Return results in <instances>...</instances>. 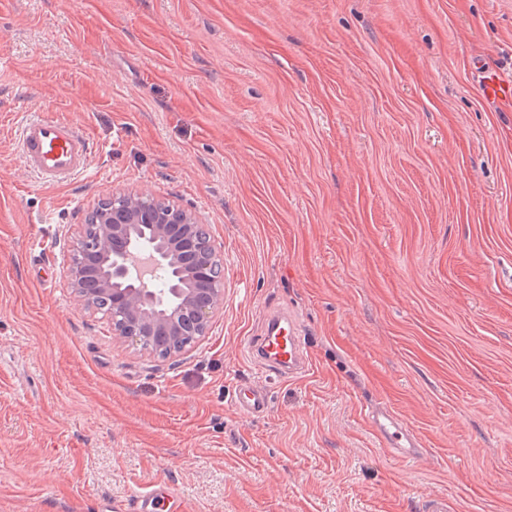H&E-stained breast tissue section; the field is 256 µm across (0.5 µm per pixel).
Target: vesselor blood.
<instances>
[{"label":"vessel or blood","mask_w":512,"mask_h":512,"mask_svg":"<svg viewBox=\"0 0 512 512\" xmlns=\"http://www.w3.org/2000/svg\"><path fill=\"white\" fill-rule=\"evenodd\" d=\"M481 89L489 101H504L512 98V79L485 68ZM17 141L24 167L46 184L65 183L84 174L93 152V143L83 129L41 113L19 122ZM251 353L260 365L281 376H296L309 366L301 326L294 314L284 309L267 313ZM231 403L239 414L259 418L267 413L270 397L266 389L247 382L235 388ZM368 424L380 446L391 454L405 458L420 454L418 436L390 411L372 410ZM113 512H189V506L174 487L165 486L136 496L130 504L114 506Z\"/></svg>","instance_id":"b4317fda"}]
</instances>
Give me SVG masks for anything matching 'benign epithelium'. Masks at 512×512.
<instances>
[{"instance_id":"benign-epithelium-1","label":"benign epithelium","mask_w":512,"mask_h":512,"mask_svg":"<svg viewBox=\"0 0 512 512\" xmlns=\"http://www.w3.org/2000/svg\"><path fill=\"white\" fill-rule=\"evenodd\" d=\"M123 207L88 205L77 225L64 270L67 287L85 309L113 300L112 335L139 351L153 333L178 337L191 328L208 335L219 310L222 285L206 294L192 287L223 256L196 213L138 191L110 195Z\"/></svg>"}]
</instances>
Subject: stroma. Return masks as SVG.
<instances>
[{
    "label": "stroma",
    "instance_id": "stroma-1",
    "mask_svg": "<svg viewBox=\"0 0 512 512\" xmlns=\"http://www.w3.org/2000/svg\"><path fill=\"white\" fill-rule=\"evenodd\" d=\"M512 0H0V512H104L167 482L191 512H512ZM87 131L39 182L14 128ZM117 189L196 212L223 254L207 336L159 358L63 266ZM299 318L288 379L249 345ZM270 410L241 417L235 387ZM384 406L421 438L381 448ZM478 68H482L479 66ZM481 89L486 99L492 102L512 98V79L505 78L491 68H482ZM17 141L24 167L45 184L65 183L84 174L93 152L83 129L41 113L18 123ZM231 403L239 414L248 418H259L267 413L270 397L266 388L256 387L247 382L235 388Z\"/></svg>",
    "mask_w": 512,
    "mask_h": 512
}]
</instances>
